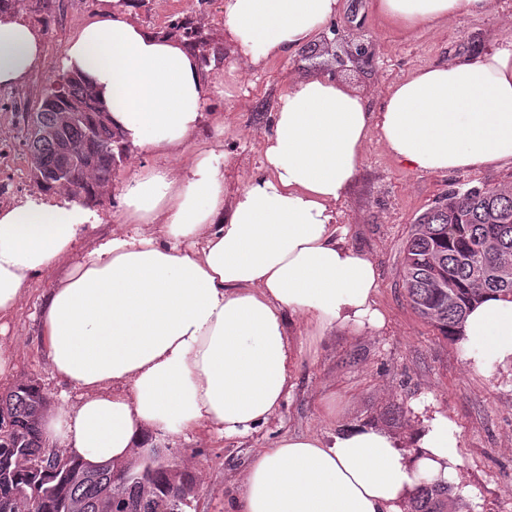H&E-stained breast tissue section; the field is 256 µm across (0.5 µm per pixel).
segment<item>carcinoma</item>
I'll return each instance as SVG.
<instances>
[{
    "label": "carcinoma",
    "mask_w": 512,
    "mask_h": 512,
    "mask_svg": "<svg viewBox=\"0 0 512 512\" xmlns=\"http://www.w3.org/2000/svg\"><path fill=\"white\" fill-rule=\"evenodd\" d=\"M169 34L190 46L204 42L202 33L186 22L170 24ZM65 87H50L31 123L55 130L37 142L31 161L36 183L72 199L91 202L112 181L120 162L122 142L89 85L78 75L64 74ZM79 147L70 176L56 175L63 149ZM512 191L482 185L448 192L446 202L424 212L413 225L403 248L402 280L415 312L440 335L455 340L467 311L486 293L512 299ZM50 403L32 382L15 387L0 400V512H15L16 498H27L30 512H68L75 495L96 500L105 485L117 479L118 493L142 498L136 512H186L195 495L189 474L167 461L158 448L136 452L121 466L104 464L100 483L79 489L66 472L81 463L50 446L31 417ZM456 502L453 487L423 479L409 501L408 512H448Z\"/></svg>",
    "instance_id": "1"
}]
</instances>
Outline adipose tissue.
I'll return each mask as SVG.
<instances>
[{
  "mask_svg": "<svg viewBox=\"0 0 512 512\" xmlns=\"http://www.w3.org/2000/svg\"><path fill=\"white\" fill-rule=\"evenodd\" d=\"M341 8L342 0H224V40L258 68L313 43ZM372 8L411 35L489 14L493 0ZM43 57V36L20 10L0 14V86L24 84ZM61 65L89 83L129 149L181 153L204 123L197 56L122 8L82 23ZM375 137L416 172L512 167V40L414 70L376 111L346 82L290 80L263 144L264 173L230 201L224 154L213 146L125 181L120 235L87 242L100 213L53 192L0 210V320L35 276L65 269L41 321L52 373L80 396L48 413L49 444L120 466L164 434L246 435L288 392L287 316L311 339L384 329L376 264L337 222ZM459 345L470 371L512 372V302L485 295ZM412 418L403 435L363 420L283 437L251 458L233 512H407L421 479L461 486L456 423L430 398L413 403Z\"/></svg>",
  "mask_w": 512,
  "mask_h": 512,
  "instance_id": "1",
  "label": "adipose tissue"
}]
</instances>
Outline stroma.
<instances>
[{
  "instance_id": "obj_1",
  "label": "stroma",
  "mask_w": 512,
  "mask_h": 512,
  "mask_svg": "<svg viewBox=\"0 0 512 512\" xmlns=\"http://www.w3.org/2000/svg\"><path fill=\"white\" fill-rule=\"evenodd\" d=\"M133 22L166 34L175 20H190L208 44L203 52L210 68L206 119L192 149L166 158L177 167L195 150L217 141L224 152L226 196H233L262 175V144L271 132V115L293 77L325 74L333 65L330 53L269 60L253 69L239 63L224 42L222 0H119ZM24 18L44 37L41 66L19 87L0 95V207L13 206L40 193L25 147L24 113L34 111L62 72L61 58L80 23L95 18L100 0H20ZM333 24L339 38L369 44L374 62L368 68L341 72V79L361 89L379 108L387 88L416 68L448 63L512 35V0H495L484 17H462L440 29L407 36L387 27L371 0H344ZM158 159L147 152L124 151L112 173V184L94 207L104 220L99 232L122 233L118 220L120 188L125 180ZM483 184L512 185L511 168L419 173L406 169L371 141L363 165L344 202L338 223L348 230L347 242L369 254L379 272L378 300L388 316L374 335L333 331L309 343L297 319L287 333L299 345L290 387L274 416L248 435L226 437L211 430L162 437L161 448L179 469L190 473L196 495L188 512H229L240 493L244 470L255 450L270 448L286 435L322 433L333 423L369 420L398 433L412 425L411 417L390 420L395 406L432 397L441 411L461 429L460 452L465 485L462 512H512V378L483 377L468 370L457 342L445 339L412 308L402 286V249L416 219L443 203L450 189ZM58 278L50 272L33 279L9 320L0 342L16 350L12 377L0 381V391L36 383L51 408L61 404L62 384L51 372L40 326L43 300Z\"/></svg>"
}]
</instances>
